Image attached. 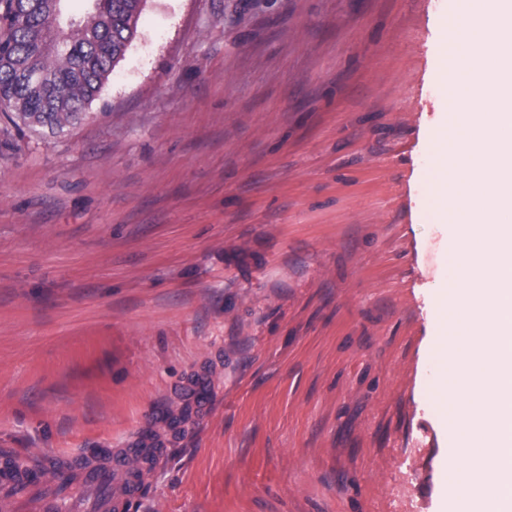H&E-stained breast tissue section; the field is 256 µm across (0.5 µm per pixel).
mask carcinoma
Instances as JSON below:
<instances>
[{"label":"carcinoma","instance_id":"cac0c4a2","mask_svg":"<svg viewBox=\"0 0 512 512\" xmlns=\"http://www.w3.org/2000/svg\"><path fill=\"white\" fill-rule=\"evenodd\" d=\"M90 2L83 19L56 25L52 0H0V101L23 124L61 130L80 119L135 37L145 0ZM67 34L70 50L56 48ZM33 59L49 81L47 95H32L16 70Z\"/></svg>","mask_w":512,"mask_h":512}]
</instances>
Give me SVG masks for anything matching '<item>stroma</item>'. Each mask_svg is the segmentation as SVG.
<instances>
[{
	"mask_svg": "<svg viewBox=\"0 0 512 512\" xmlns=\"http://www.w3.org/2000/svg\"><path fill=\"white\" fill-rule=\"evenodd\" d=\"M458 0H146L0 112V448L161 440L133 512H448L430 201Z\"/></svg>",
	"mask_w": 512,
	"mask_h": 512,
	"instance_id": "35a3bbf8",
	"label": "stroma"
}]
</instances>
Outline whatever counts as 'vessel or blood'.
<instances>
[{
  "label": "vessel or blood",
  "mask_w": 512,
  "mask_h": 512,
  "mask_svg": "<svg viewBox=\"0 0 512 512\" xmlns=\"http://www.w3.org/2000/svg\"><path fill=\"white\" fill-rule=\"evenodd\" d=\"M156 455L153 448H95L78 457H23L0 448V512H16L33 496L39 512H63L76 480L90 494L78 512H129L143 492V471Z\"/></svg>",
  "instance_id": "obj_1"
}]
</instances>
